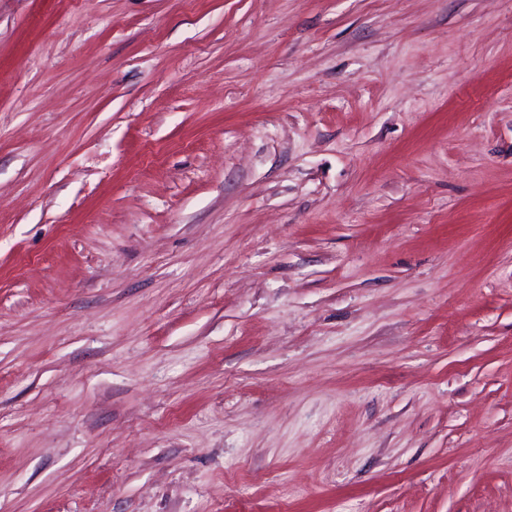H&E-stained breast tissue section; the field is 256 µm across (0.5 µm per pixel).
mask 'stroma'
I'll list each match as a JSON object with an SVG mask.
<instances>
[{"instance_id": "obj_1", "label": "stroma", "mask_w": 512, "mask_h": 512, "mask_svg": "<svg viewBox=\"0 0 512 512\" xmlns=\"http://www.w3.org/2000/svg\"><path fill=\"white\" fill-rule=\"evenodd\" d=\"M0 512H512V0H0Z\"/></svg>"}]
</instances>
